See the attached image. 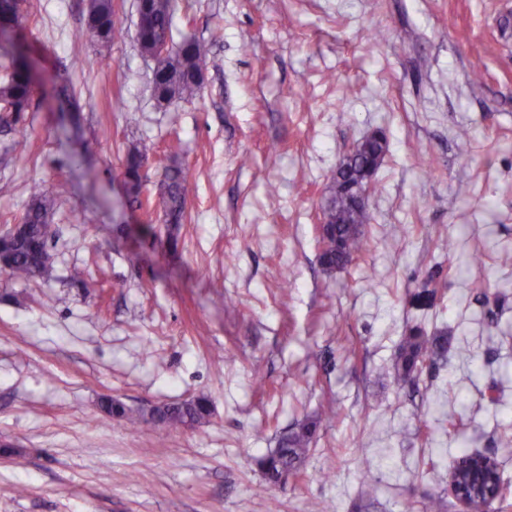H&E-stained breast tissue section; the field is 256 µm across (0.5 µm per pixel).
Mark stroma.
I'll list each match as a JSON object with an SVG mask.
<instances>
[{
    "instance_id": "1",
    "label": "stroma",
    "mask_w": 512,
    "mask_h": 512,
    "mask_svg": "<svg viewBox=\"0 0 512 512\" xmlns=\"http://www.w3.org/2000/svg\"><path fill=\"white\" fill-rule=\"evenodd\" d=\"M115 11L102 46L85 0H27L4 39L34 92L0 126V228L36 191L59 205L49 277L0 271V512H459L463 450L497 458L512 512V0H177L175 40L210 54L169 104L136 0ZM375 130L367 247L326 271V187ZM133 144L187 173L177 248L123 194ZM414 326L451 347L410 383ZM199 396L193 427L101 407ZM318 414L302 475L269 486L255 458Z\"/></svg>"
}]
</instances>
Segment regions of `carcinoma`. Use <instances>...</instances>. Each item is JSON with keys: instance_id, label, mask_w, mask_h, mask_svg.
I'll list each match as a JSON object with an SVG mask.
<instances>
[{"instance_id": "1", "label": "carcinoma", "mask_w": 512, "mask_h": 512, "mask_svg": "<svg viewBox=\"0 0 512 512\" xmlns=\"http://www.w3.org/2000/svg\"><path fill=\"white\" fill-rule=\"evenodd\" d=\"M23 0H0V22L14 25L24 17ZM176 0H138L136 41L142 52L153 53L159 44L172 46L168 56L157 59L153 94L160 103L172 100L191 101L202 90L203 67L208 46L199 41L175 42L173 18ZM116 30L114 0H87L86 38L96 44L112 42ZM32 84L23 63L15 58L0 78V123L16 125L27 112ZM387 152V139H365L356 152L340 160L330 179L325 207L331 210V221L321 225L319 260L321 265L336 270L347 265L354 255L363 251L366 242L359 226L369 220L366 210L352 208L350 197L354 187L362 184L366 174H374ZM162 170L157 202L145 196L143 170L148 162ZM123 182L127 195L142 206H156L162 212L171 246L178 244L180 226L185 223L190 187L182 165L171 155L149 156V149L133 146L128 149L123 165ZM57 198L48 192L34 194L21 220L20 236L0 235V269L20 280L43 279L49 275L54 256L49 250L52 236L51 216ZM448 354V337L427 336L420 329H411L403 336L393 369L402 379H417L428 360L443 359ZM109 416L124 417L132 423L143 418L168 426L194 425L211 413L208 399L198 397L188 402L163 404L146 415H135L118 400L103 404ZM323 418L316 416L278 439L277 447L256 460L268 484L283 485L288 478L300 474L309 445L321 427Z\"/></svg>"}]
</instances>
